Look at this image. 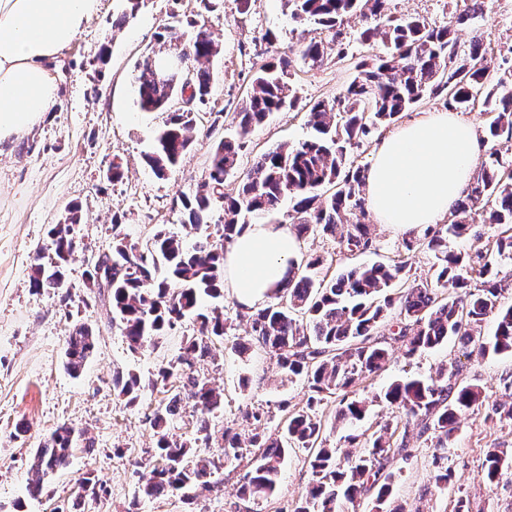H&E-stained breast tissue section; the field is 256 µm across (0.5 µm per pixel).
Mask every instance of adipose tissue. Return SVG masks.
I'll return each mask as SVG.
<instances>
[{
  "label": "adipose tissue",
  "mask_w": 512,
  "mask_h": 512,
  "mask_svg": "<svg viewBox=\"0 0 512 512\" xmlns=\"http://www.w3.org/2000/svg\"><path fill=\"white\" fill-rule=\"evenodd\" d=\"M98 7L99 0H0V139L23 136L52 111L53 63ZM480 152L477 132L454 113L422 114L377 149L366 174L369 213L401 233L438 223ZM301 257L288 226L248 225L224 255V285L243 306L260 307Z\"/></svg>",
  "instance_id": "adipose-tissue-1"
}]
</instances>
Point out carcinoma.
Segmentation results:
<instances>
[{
  "label": "carcinoma",
  "mask_w": 512,
  "mask_h": 512,
  "mask_svg": "<svg viewBox=\"0 0 512 512\" xmlns=\"http://www.w3.org/2000/svg\"><path fill=\"white\" fill-rule=\"evenodd\" d=\"M463 7L452 14L448 24L432 26L416 16L397 17L390 0H285L290 18L312 22L327 32L325 37L301 34L298 53L304 63L317 67L330 56L341 60L348 54L341 26L344 19L358 14L366 27L360 33L365 43L378 41L383 51L356 65L357 75L331 101L308 102L311 138L297 144L281 143L257 155L253 173L241 179L233 193L225 182L236 169L239 153L248 135L274 112L301 105L291 83L292 60L273 55L254 73L252 90L238 104L236 130L214 144L208 170L189 194L176 199L184 223L202 232L188 248L182 239L158 229L143 245L131 243L112 224V245L104 252L105 275L85 270L87 297L101 296L108 288L112 324L124 337L130 351L156 344L165 331L184 318L195 317L199 335L187 338L184 355L158 367L154 378L144 382L134 372H116L113 388L132 404L146 388H173L166 402L158 405L146 422L154 431L153 448L146 451L148 466L137 471L138 495L157 498L182 491L192 502L198 489L211 490L209 478L218 465L209 453L212 438L208 415L223 406L214 389L199 378L193 360L210 353L211 344L224 341L231 326L223 309L200 311L208 298H224V254L234 239L250 224V217L272 216L290 199L286 214L299 239L310 235L329 237L351 253L377 249L363 192L367 168L354 164L348 152L360 147L373 130L389 125L424 97L442 100L448 109L480 105L490 114L487 139L493 143L492 162L480 166L472 182L451 212L449 223L429 225L422 234L410 232L403 239L404 255L388 263L377 262L348 268L332 277L320 275L325 259L308 255L300 265L288 269L285 284L272 302L249 315L250 331L237 338L234 349L248 354L257 345L274 353L278 367L288 379L303 380L310 392L300 409H288L283 435L272 437L254 431L248 435L227 428L222 433L224 463L240 462L251 455L248 469L240 479L235 512L249 509L272 496L280 482L282 466L292 448L309 452L312 482L294 512H346L347 505L374 493L373 512H405L401 506L388 508L395 474L387 471L391 455L407 449L410 423L404 425L401 442L392 447L389 425L367 434L350 433L345 440L354 451L346 461L337 460L336 449L326 445L324 424L318 416L327 397L349 392L369 376L383 370L389 351L380 340L381 328L389 326L393 340L405 346L409 357L423 349L440 346L455 337L465 354H512V305L501 306L503 292L512 287L494 269L495 258L512 255V234H505L495 247L472 253L448 249V236L467 235L476 223L512 225V68L496 73L493 56L483 42L475 39L460 49L453 37V24L466 23L485 13L488 0H457ZM159 49L177 51L188 61V80L197 107L207 105L217 75L214 58L218 45L207 27L204 12L188 18L175 11L157 34ZM157 52L145 54L137 64L135 89L138 103L147 112H165L164 127L158 132L147 163L163 179L191 146L190 132L195 113L184 112L177 101L184 91L181 80L157 77ZM222 212L220 227L209 232L215 210ZM84 223L81 207L71 205L62 221L50 225L48 237L54 257L50 265L31 266L30 287L39 291L48 278L57 275L66 282L69 265L78 257L75 227ZM427 249L435 258L431 278L420 280L411 274L410 253ZM453 284L460 293L442 292ZM496 317L493 338L484 342L478 327L489 315ZM96 345L93 329L76 323L66 339L64 368L77 378ZM507 400L492 406L501 422L512 423V381L504 383ZM189 392L199 411L195 436L177 438L170 425L183 411L184 392ZM382 401L402 408L406 418L422 423V432H432L435 447L445 450L458 430L459 417L483 404L484 389L474 382L458 379V371L446 366L437 379L424 382L406 378L386 388ZM371 404L366 398L340 400L336 423L354 428ZM93 437L84 429L68 424L58 426L36 449L31 468L37 478L28 486L36 498L43 490V477L67 468L77 451L91 453ZM512 468V452L488 449L481 472L486 485L497 482ZM105 487L87 476L77 480L70 509L88 512V505L100 499Z\"/></svg>",
  "instance_id": "cac0c4a2"
}]
</instances>
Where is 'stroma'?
<instances>
[{"instance_id": "1", "label": "stroma", "mask_w": 512, "mask_h": 512, "mask_svg": "<svg viewBox=\"0 0 512 512\" xmlns=\"http://www.w3.org/2000/svg\"><path fill=\"white\" fill-rule=\"evenodd\" d=\"M124 9V0H100L97 13L54 62L59 91L53 112L23 137L0 140V512H54L72 499L77 480L86 475L95 476L106 488L94 512H230L244 473L240 466H221L213 474L217 487L191 504L175 494L136 497L134 463L154 444L146 417L166 392L148 388L136 403H127L114 390L112 373L130 370L142 379L151 378L160 364L179 356L184 339L195 335L197 325L184 320L157 344L133 352L110 322L108 301L82 304L86 288L81 262L72 264L63 294L32 290L29 274L35 259L50 262L48 228L62 219L70 204L82 206L85 214L84 224L76 228L83 250L108 249L116 220L132 243H145L161 226L194 243L199 233L184 224L173 201L195 188L209 165L215 140L234 129V112L251 88L256 63L265 59L270 47L284 53L296 47L302 27L290 19L282 0H250L243 13L236 0H219L206 15L221 47L214 62L219 81L206 111L197 115L190 152L160 179L144 155L166 115L139 109L133 90L135 67L170 12L190 15L199 5L197 0H145L128 18ZM362 27L360 17L345 19V59L332 57L316 68L294 60L293 84L302 101L333 99L355 76L358 61L381 52L380 44L360 41ZM455 35L463 46L479 38L495 50L507 51L512 66V0H494L491 11L458 26ZM104 48L109 59L101 64L97 58ZM310 133L305 112L274 113L250 135L226 180L227 191L235 190L256 154L283 142H302ZM116 160L122 164L123 177L114 182L108 170ZM373 230L379 243L375 255H350L333 239L320 236L302 239L300 249L305 255H323L324 270L331 275L363 262L397 258L402 235L381 224ZM223 306L234 333L194 365L224 399L211 428L210 451L216 456L222 453L224 428L241 431L257 426L266 434L280 435L287 416L282 403L299 408L307 399L305 384L288 381L272 354L256 348L244 357L234 351L248 323L232 290H225ZM78 321L94 328L97 345L80 377L74 378L65 371L63 356L66 338ZM444 364L458 366L460 380L481 384L485 404L462 415L446 451L436 448L431 434L410 433L406 452L388 465L396 475L392 499L407 512H453L460 497L468 512H512V469L493 485L480 480L488 448L512 449V425L489 417L491 405L502 399L504 378L512 376V356L489 353L467 358L452 339L408 357L400 344H393L385 370L355 390L372 401L361 426L375 430L387 422L404 424L405 413L376 401V394L398 378L433 379ZM248 409L261 411L260 423L244 420ZM21 422L28 426L23 434L16 430ZM63 423L88 429L96 448L88 455L76 453L66 470L44 478L39 498H29L32 455ZM441 452L452 472L445 485L434 481V458ZM311 478L306 452L290 450L277 493L252 505L251 512H293Z\"/></svg>"}]
</instances>
